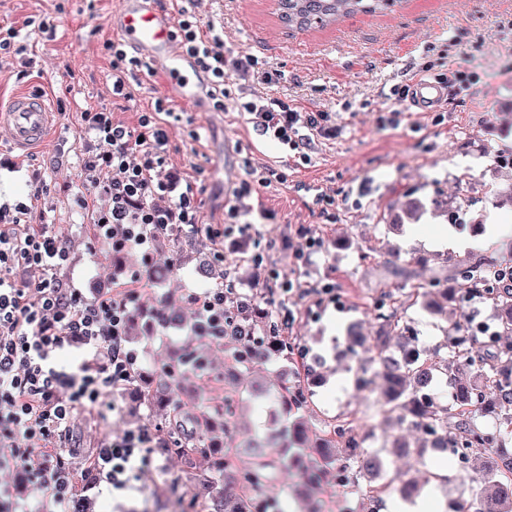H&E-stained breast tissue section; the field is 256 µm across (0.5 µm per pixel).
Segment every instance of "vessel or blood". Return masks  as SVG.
<instances>
[{
	"instance_id": "1",
	"label": "vessel or blood",
	"mask_w": 512,
	"mask_h": 512,
	"mask_svg": "<svg viewBox=\"0 0 512 512\" xmlns=\"http://www.w3.org/2000/svg\"><path fill=\"white\" fill-rule=\"evenodd\" d=\"M109 26L136 58L147 61L153 72L166 75L168 98L189 104L199 112L209 111V78L175 37L171 8L161 6L160 0H122L110 16ZM447 95L443 84L417 78L412 84L410 103L427 112ZM1 123L6 126L13 147L27 150L47 138L51 114L42 99L19 94L0 109Z\"/></svg>"
}]
</instances>
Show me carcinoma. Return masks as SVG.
I'll return each instance as SVG.
<instances>
[{
	"label": "carcinoma",
	"mask_w": 512,
	"mask_h": 512,
	"mask_svg": "<svg viewBox=\"0 0 512 512\" xmlns=\"http://www.w3.org/2000/svg\"><path fill=\"white\" fill-rule=\"evenodd\" d=\"M396 0H279L281 19L290 28H308L312 25H328L358 12L374 13L391 6ZM459 284V290L470 288L481 279H493L490 266L482 263L461 261L450 271ZM437 277L429 284L426 293L431 297L429 309L442 310L448 303V287ZM226 302L224 311L231 317L235 350L230 361L237 367L249 370L262 362L286 358L290 364L283 376L293 373L310 378L316 371L310 364H321L319 356L308 357V352L288 337L270 334L269 327L276 325L275 297L267 300L268 308L262 310L266 329L256 330L250 316L244 313L245 303L233 285L224 283ZM489 302L499 311L500 336L508 345L491 349L484 348L471 337L463 325L456 323L451 328L452 340L445 344L446 352L427 354L426 350L410 344L409 327L398 316L397 309L389 307L379 316L383 324L381 334L368 336L361 326L351 323L345 330V347L342 356H357L358 349L372 351L371 365L357 368V387L374 392V366H379L385 379V387L379 393L381 410L393 416L399 423L412 428H425L436 437L442 448L462 451L467 461L468 474L479 472L483 478L481 488L451 501L452 512H512V451L504 448L494 457L478 461L471 449L501 441L512 435V286L494 284ZM195 358L184 354L171 360L155 375V385L144 392V399L151 405L158 402L169 409L168 430L180 438V455L191 459L207 452L208 435L216 421L223 420L224 435L233 434L232 399L224 397V408L195 407L187 409L175 400L179 393L176 382L186 371L194 370ZM448 386L449 407L437 404L431 389L440 381ZM255 396L266 398L282 406L286 412L298 411L306 404L304 392L285 383L276 394L255 392ZM269 438L280 443L283 454L270 463L261 455L256 466L246 476L238 474L234 450L214 456V476L203 480L209 491L206 512H269L271 505L261 497L265 483L276 468L296 469L301 474L302 485L298 494L307 499L306 512H318L312 491L319 487L325 468L336 464L337 443L350 449L346 461L340 464L348 474L357 479L367 473L382 469L385 460L376 452H356L346 422L334 420L327 425L325 438L315 442L302 417L275 430ZM317 448L312 456L304 453L307 448ZM389 483L398 484L404 497L419 494L422 484L407 479L400 472L388 477Z\"/></svg>",
	"instance_id": "obj_1"
}]
</instances>
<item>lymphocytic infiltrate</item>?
Here are the masks:
<instances>
[{
    "mask_svg": "<svg viewBox=\"0 0 512 512\" xmlns=\"http://www.w3.org/2000/svg\"><path fill=\"white\" fill-rule=\"evenodd\" d=\"M175 33L208 75L217 110L233 106L259 137L277 141L305 163L315 138L335 136L330 113L254 94L255 86L275 85L277 72L253 54L227 47L223 30L204 27L196 13L183 8ZM240 81L251 92L233 96L230 87ZM163 109V103H155L133 127L114 121L103 108L82 114L86 134L98 144L84 167L107 174L91 182L92 194L106 200L94 213L95 237L146 259L161 234L192 230L201 222L192 188H179L165 172L169 137L159 117ZM31 211L23 202L13 213L0 211V441L13 448L11 455L0 456V470L57 447L78 411L105 406L107 397L134 382L141 357L128 340L127 309L157 288L134 270L115 289L85 299L57 276L68 261L67 246L47 225L28 223ZM187 299L194 307L191 334L223 339L228 323L223 285L189 292ZM74 344L86 346L91 359L74 372L49 366L53 354ZM152 441L144 426L102 440L93 453L97 481L115 491L128 488L134 462ZM71 476L70 462L61 454L51 467L35 471L43 490L39 512H67Z\"/></svg>",
    "mask_w": 512,
    "mask_h": 512,
    "instance_id": "1",
    "label": "lymphocytic infiltrate"
}]
</instances>
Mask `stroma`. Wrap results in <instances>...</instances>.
Wrapping results in <instances>:
<instances>
[{
    "label": "stroma",
    "mask_w": 512,
    "mask_h": 512,
    "mask_svg": "<svg viewBox=\"0 0 512 512\" xmlns=\"http://www.w3.org/2000/svg\"><path fill=\"white\" fill-rule=\"evenodd\" d=\"M117 6L118 0H0V28H18L16 43L24 48L22 54L0 56V100L18 90L43 99L55 127L50 142L27 152L14 149L6 132H0V207L26 200L34 184L43 185L30 221L48 225L66 242L69 259L58 275L88 299L110 289L114 277L111 245L94 239L91 214L77 204L89 144L81 114L109 108L115 120L133 126L140 112L165 96L162 79L137 78L131 101H113L112 54L106 44L113 38L108 19ZM199 12L223 27L228 45L278 70L274 96L331 113L339 133L318 140L310 164L303 165L286 148L258 138L242 113L177 106L179 118L169 127L167 168L197 191L201 222L183 233L191 256L164 283L166 301L156 309L190 320L188 291L211 285L196 266L218 250L230 280L250 304L262 302L270 265L304 287L335 284L342 303H320L312 296L289 301L297 316L292 337L324 357L322 380L309 388L310 437L322 438L326 422L342 417L352 420L361 448L375 439L391 442L399 432L396 423L377 415L368 393L337 384V376L352 374L356 362L336 351L348 322H362L370 335H378L379 323L369 309L385 290L392 291L424 349L443 344L447 330L464 316L496 319L495 307L485 301L452 303L446 315H429L414 288L428 284L446 264L505 257L500 242L446 250L432 238L441 224H512V200L501 194L512 185V0H398L393 10L358 13L306 31L288 30L275 0H204ZM42 19L50 21L52 32L36 28ZM457 60L463 63V80L438 108L420 112L394 100L392 86L411 84L422 75L436 79L444 62ZM259 166L284 173L287 185L259 189L258 210L250 214L249 225L212 242L210 229L223 223L236 202L233 180ZM412 199L424 206L413 221L404 212ZM394 223L401 224V231H391ZM303 233L321 239L322 246L298 261L293 248ZM257 252L266 255L267 265L251 263ZM388 259L408 267L411 278H385L382 263ZM128 339L150 371L167 364L175 351L206 359L208 380L192 373L181 378L188 405L210 406L223 402L225 393L237 392V466L242 472L249 469L253 454L243 442L270 433L272 407L254 401L247 389L276 386L281 362L256 367L233 381L224 376L231 340L215 345L142 324L130 330ZM139 395L133 384L114 397L113 410L78 413L73 436L64 445L73 475L83 479L79 497L91 498L95 512H132L148 497L156 512H163L175 485L193 489L196 503H203L196 482L209 470V455L188 461L158 452L159 444L174 445L175 437L162 412ZM143 425L153 431L156 447L140 461L130 489L115 494L84 480L86 463L101 440ZM399 466L416 477L442 471L447 477L438 487L442 497H457L465 488L451 456L428 450L420 461L403 460ZM369 484L364 477L359 486L338 488L335 470H328L317 491L322 512H341L345 503L370 512L372 503L362 492Z\"/></svg>",
    "instance_id": "1"
}]
</instances>
